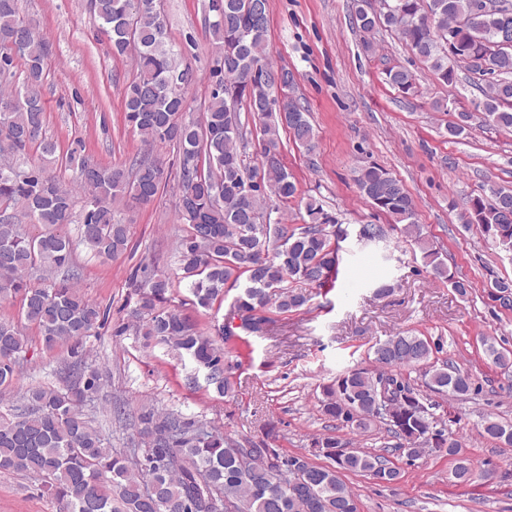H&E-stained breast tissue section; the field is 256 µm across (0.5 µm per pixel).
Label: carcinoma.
Wrapping results in <instances>:
<instances>
[{"label":"carcinoma","instance_id":"carcinoma-1","mask_svg":"<svg viewBox=\"0 0 512 512\" xmlns=\"http://www.w3.org/2000/svg\"><path fill=\"white\" fill-rule=\"evenodd\" d=\"M214 0L205 5L211 34V90L201 119L185 117L193 74L181 67L166 25L152 8L132 7V0H91L107 35L112 55L134 53L136 75L124 93L125 120L149 145L175 144L180 151L181 191L178 220L188 225L177 247V267L162 272L134 271L137 295L135 333L188 357L217 392L231 390L225 374L226 352L212 335L167 307L172 288L184 283L196 306L211 309L239 290L232 306L242 329L259 333L258 320L269 324L271 313L301 309L309 289L334 283L339 248L326 226L333 214L310 200L309 223L252 224L264 215L267 200L286 203L298 187L282 162L280 131L306 146L314 139L307 110L296 98L277 103V80L295 76L267 57L268 0H223L214 15ZM478 0H354L352 24L370 33L384 25L448 83L454 65L463 64L484 78L488 88L475 105L488 125L512 129V0H492L497 7L475 10ZM456 27L460 54L448 50V27ZM50 42L20 15L18 0H0V135L12 146L0 149V300L20 297L24 318L35 324L45 348L73 345L79 355L84 341L108 323L110 310L87 300L75 286L73 240L62 227L80 224V242L94 254L114 258L128 245L127 225L118 205L136 199L150 202L165 170L140 163L131 174L92 164L70 154L73 185L47 174L60 161L55 143L42 136L45 112L41 88ZM24 63L21 82L12 84L15 62ZM387 82L403 93L416 89L413 75L402 66L387 70ZM259 121L260 137H247L249 120ZM253 148L255 163H247ZM37 161L23 165L30 150ZM360 193L380 212L401 225L434 275L447 280L460 295L470 285L448 273L439 251L423 236L415 204L400 180L380 166L358 171ZM84 204L73 215L74 192ZM491 198L470 197L465 222L498 229L512 242V189L493 187ZM19 205L35 224L50 227L38 235L21 232L9 209ZM265 258H260V254ZM42 268L43 282H31ZM485 353L501 368L512 366V353L483 341ZM28 339L11 322L0 321V386L20 376V360ZM438 344L412 331H398L373 346L379 368L350 369L322 386L320 406L336 426L368 432L376 422L404 441L411 461L430 449L453 459L458 483L472 480L458 441L440 424L433 404L412 387L403 367L423 370L424 387L455 397L473 390L460 368L438 363ZM103 386L100 372L85 367L61 388L39 386L26 391L18 413L0 414V472L25 473L40 481L59 512H358V501L342 479L344 472L368 473L390 484L399 470L387 457L348 444L333 435L311 439L335 467L320 466L303 452L287 453L264 440L231 439L201 421L144 406L136 417L143 448H109L92 421L82 413L85 401ZM482 435L512 444V424L483 418Z\"/></svg>","mask_w":512,"mask_h":512}]
</instances>
